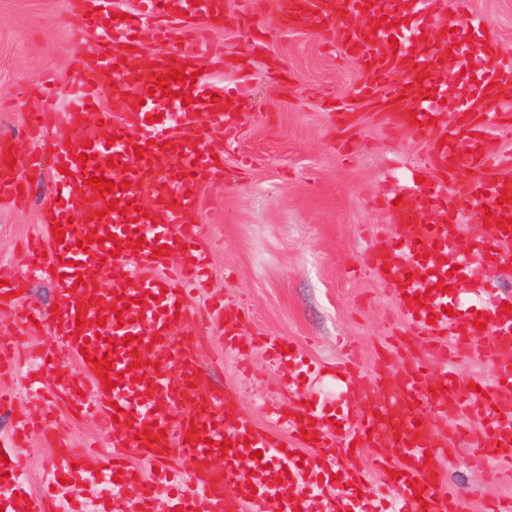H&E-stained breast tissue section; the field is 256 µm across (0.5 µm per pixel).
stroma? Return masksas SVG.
Listing matches in <instances>:
<instances>
[{"label": "stroma", "mask_w": 512, "mask_h": 512, "mask_svg": "<svg viewBox=\"0 0 512 512\" xmlns=\"http://www.w3.org/2000/svg\"><path fill=\"white\" fill-rule=\"evenodd\" d=\"M476 14L499 32V54L512 59V0H474ZM80 22L66 14L64 0H0V138L26 150L22 132L35 101L19 97L21 85L42 73L59 85L73 82L68 66L79 44L71 34ZM212 42L226 58V73L250 64L254 92L237 139L224 152V184L202 183L208 204L201 218L213 280L193 302L239 301L243 337L279 336L321 365L350 351L362 377H370L393 351L406 323L396 299L370 268L367 248L381 236H401L378 195L405 188L424 164L422 145L409 135L387 133L370 103L354 90L363 80L352 57L327 49L311 28L288 29L275 7L250 18L242 0H224V22L212 27ZM266 46L265 55L254 43ZM53 193L50 175L32 182L21 207H0V264L22 269L24 300L52 308L59 292L24 271L21 245L40 231ZM18 336L28 352L50 349L45 330L26 327L19 309L0 310V338ZM199 387L236 389L238 408L258 424L289 402L294 372L254 353L249 369L224 352L223 322L211 319L196 336ZM504 357L490 341L461 352L456 361L459 391L492 379ZM444 427L466 425L450 439L435 491L465 496V512H490L512 501V471L490 475L474 462L480 419L453 410ZM63 436L80 446L106 443L112 424L58 409Z\"/></svg>", "instance_id": "35a3bbf8"}]
</instances>
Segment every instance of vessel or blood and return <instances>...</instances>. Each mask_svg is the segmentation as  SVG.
<instances>
[{
	"label": "vessel or blood",
	"mask_w": 512,
	"mask_h": 512,
	"mask_svg": "<svg viewBox=\"0 0 512 512\" xmlns=\"http://www.w3.org/2000/svg\"><path fill=\"white\" fill-rule=\"evenodd\" d=\"M66 3L84 18L91 38L71 60L76 79L61 87L47 75L26 85L22 97L38 102L29 117L33 147L16 154L11 167L0 149L1 204L23 203V187L42 170H50L55 185L26 263L59 288V309H22L23 317L48 330L54 347L29 358L0 345V370L30 375L38 400L50 397L79 415L111 419L112 435L109 452L93 459L58 440L48 416L18 417L9 447L0 448V473H8L16 493L10 512H71L75 498L92 512H111L102 494L109 485L135 487L138 512H154L160 486L169 490L166 512H298L315 498L323 512H381L366 493L375 470L396 473L388 481L394 512H461L458 500L428 486L430 468L449 439L436 420L468 404L485 420L478 460L492 456L496 468L511 467L512 412L500 409L497 395L512 390V360L497 365L492 389L471 391L465 399L451 369L433 379L422 365L393 362L378 369L374 390L365 392L348 365L325 373L278 337H260L259 346L274 362L306 364L297 400L273 413L291 438L314 436L316 452L303 458L248 419L235 405V391L202 392L192 340L196 310L189 299L191 287H203L209 274L198 184L224 178V143L243 125L236 107L249 97L251 73L238 69L237 91L225 88L224 61L214 57L207 35L224 21V0H139L122 21L113 0ZM470 11L471 0H281L280 8L281 16L319 32L342 25L343 36L329 45L365 65L357 97L384 99L381 118L426 148L425 168L437 182L412 184L399 203L385 199L411 233L373 241L369 264L393 291L407 325L405 345L444 363L482 339L512 351V312L502 309L511 294L486 287L467 309L450 315V296L442 291L446 285L460 288L452 274L456 266L486 279L512 270V153L493 163L485 153L491 130L512 124V63L499 60L494 31L483 33L486 65L478 81L463 88L465 105L426 95L448 49L466 43L468 33L456 19ZM384 17L391 26L381 25ZM146 47L154 55L144 71L135 60ZM177 63L186 79L164 83ZM179 92L188 104L177 103ZM92 111L98 114L93 123L87 120ZM71 128L81 129V137L69 139ZM99 175L114 182V191L90 188L88 178ZM116 198L121 208L107 210ZM470 213L481 222L461 248L455 231ZM502 218L507 228H499ZM56 223L63 237L54 235ZM96 235L101 243H93ZM175 258L181 274L172 277L166 269ZM20 282L18 271L0 266L1 308L15 305ZM217 311L224 318L225 352L246 357L239 308L223 302ZM106 357L113 367L104 381L98 362ZM61 359L76 362L80 378L51 379ZM325 374L343 388L328 405L312 391ZM35 429L55 447L39 494L30 491L21 460ZM366 448L369 465L352 464L353 454ZM133 452L150 474H136Z\"/></svg>",
	"instance_id": "b4317fda"
}]
</instances>
